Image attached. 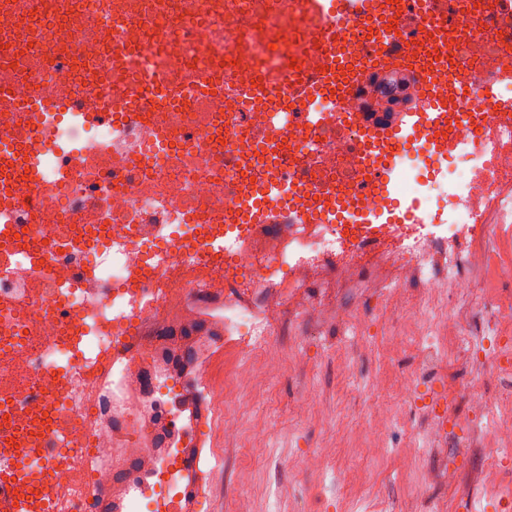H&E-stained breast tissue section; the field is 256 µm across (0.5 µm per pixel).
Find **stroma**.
<instances>
[{
  "instance_id": "1",
  "label": "stroma",
  "mask_w": 512,
  "mask_h": 512,
  "mask_svg": "<svg viewBox=\"0 0 512 512\" xmlns=\"http://www.w3.org/2000/svg\"><path fill=\"white\" fill-rule=\"evenodd\" d=\"M331 339L327 336L303 337L301 347L314 367L315 381L333 383L341 393V403L347 412H358L361 387H346L343 372L338 362L330 360L325 354ZM301 393V386L293 377L284 376L277 386L259 406L266 414L269 423L268 433L262 450L253 445H245L232 461H225L223 450L214 451L209 466L216 472H223L225 465L245 473L248 477L246 493L251 498L255 512H308L307 503L317 493H325L327 502L323 512H361L360 505L351 503L340 508L336 496L341 483L340 478L348 469L366 471L377 481L386 501L385 512H429L428 501L434 491L427 481L426 470L421 462H414L407 474H400L396 462L390 455L391 449L403 447L408 431L407 426H395L388 438L389 453L370 454L357 445L350 423H343L336 431V454L328 466L327 476H319L306 463V451L314 447L318 436L316 427L309 426L298 432H288L284 421L288 405ZM282 464V472H275V464ZM293 478L301 487V499L298 503L285 506L276 502L274 482L277 475Z\"/></svg>"
}]
</instances>
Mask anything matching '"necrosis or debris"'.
Instances as JSON below:
<instances>
[{"label":"necrosis or debris","instance_id":"4bbe7bcc","mask_svg":"<svg viewBox=\"0 0 512 512\" xmlns=\"http://www.w3.org/2000/svg\"><path fill=\"white\" fill-rule=\"evenodd\" d=\"M477 44L454 43L464 65L512 107V12L487 20L448 5ZM0 47L18 107L0 109V133L21 154L36 153L40 181L0 171L12 189L0 221L21 229L0 263V394L12 397L0 434H10L37 467L57 457L51 479L57 512H202L212 480L201 435L211 426L233 454L244 430L263 440L257 411L235 413L309 362L284 330H334L330 359L383 352L412 360L392 386L393 402L371 403L362 429L380 448L404 411L419 418L395 459L429 452L441 489L484 484L512 506V121L462 113L453 133L470 151L449 148L444 165L413 152L391 173L421 212L394 224H240L239 187L260 191L274 176L314 171L321 191L345 189L368 152V128L404 120L373 90L383 76L372 54L386 27H352L350 46L367 69L345 98L320 94L289 112L269 138L263 107H245L225 77L277 76L286 57L303 71L320 64L304 44L294 0H0ZM250 44L248 62L234 47ZM138 54L128 66L119 47ZM58 101L36 120L37 90ZM108 121L70 118L83 90ZM335 123L309 125L307 111ZM266 137L259 152L250 139ZM224 236L212 249L213 233ZM397 320L385 336L367 333L372 301ZM238 351L232 385L218 384L226 347ZM193 355L188 367L180 358ZM454 380L434 404L418 405V382ZM341 409L332 385L295 402V426H317L311 468L333 457L329 431ZM475 448L471 470L455 448Z\"/></svg>","mask_w":512,"mask_h":512}]
</instances>
